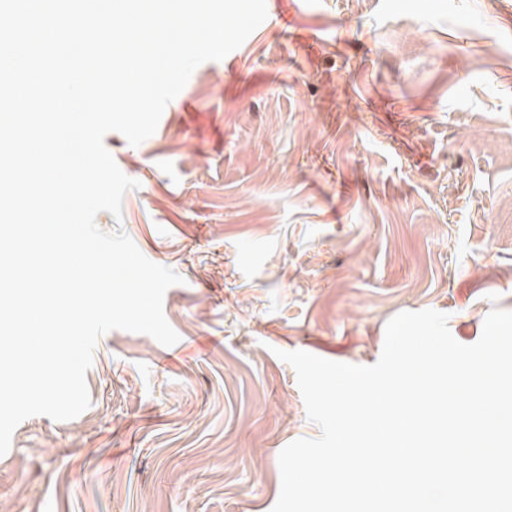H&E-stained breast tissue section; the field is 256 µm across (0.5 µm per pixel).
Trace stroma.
Returning a JSON list of instances; mask_svg holds the SVG:
<instances>
[{
	"mask_svg": "<svg viewBox=\"0 0 512 512\" xmlns=\"http://www.w3.org/2000/svg\"><path fill=\"white\" fill-rule=\"evenodd\" d=\"M140 146L122 218L183 277L180 340L102 336L77 418L25 420L0 512H271L280 451L321 430L274 351L371 365L387 321L512 310V0H266Z\"/></svg>",
	"mask_w": 512,
	"mask_h": 512,
	"instance_id": "stroma-1",
	"label": "stroma"
}]
</instances>
